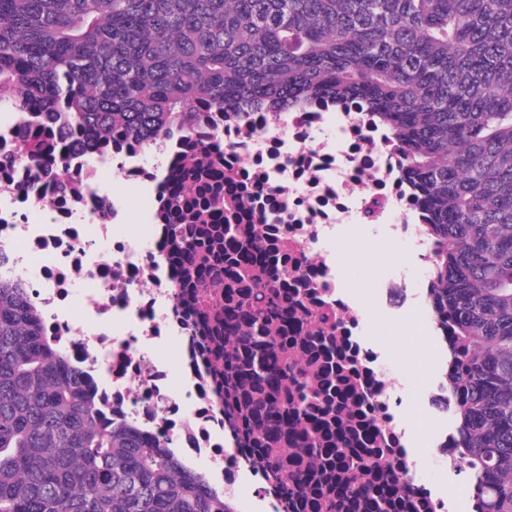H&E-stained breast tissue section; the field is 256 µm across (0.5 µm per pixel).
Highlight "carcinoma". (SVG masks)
<instances>
[{
	"label": "carcinoma",
	"mask_w": 512,
	"mask_h": 512,
	"mask_svg": "<svg viewBox=\"0 0 512 512\" xmlns=\"http://www.w3.org/2000/svg\"><path fill=\"white\" fill-rule=\"evenodd\" d=\"M305 95L362 99L407 148L434 220L438 304L453 338L448 390L479 512H512V0H0V99L87 141L124 131L186 135L222 112ZM244 368L299 417L272 373L271 320L242 328ZM283 421L251 434L269 447ZM352 499L395 497L358 481L371 460L335 454ZM0 512H226L156 441L105 426L77 372L43 341L21 289L0 281Z\"/></svg>",
	"instance_id": "cac0c4a2"
}]
</instances>
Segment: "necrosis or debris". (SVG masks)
Wrapping results in <instances>:
<instances>
[{
    "instance_id": "4bbe7bcc",
    "label": "necrosis or debris",
    "mask_w": 512,
    "mask_h": 512,
    "mask_svg": "<svg viewBox=\"0 0 512 512\" xmlns=\"http://www.w3.org/2000/svg\"><path fill=\"white\" fill-rule=\"evenodd\" d=\"M81 137L0 103V280L22 288L40 336L98 411L160 442L227 512H369L343 498L335 446L390 449L375 487L399 483L401 512H449L415 449L426 441L433 469L460 475L456 435L411 433L410 378L375 338L380 310L451 350L431 218L393 129L358 99L312 96L278 111L202 104L186 136L116 135L103 147ZM229 242L263 275L243 281L251 305L274 295L288 309L277 333L289 396L302 385L322 394L289 418L284 455L252 448L224 374V309L241 300L223 273ZM351 244L399 254L377 270L369 304L337 260Z\"/></svg>"
}]
</instances>
